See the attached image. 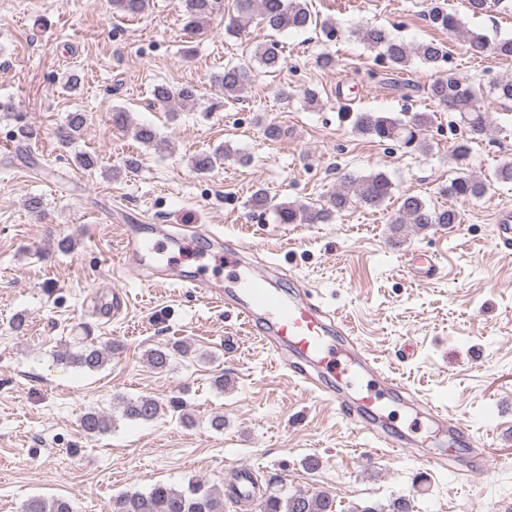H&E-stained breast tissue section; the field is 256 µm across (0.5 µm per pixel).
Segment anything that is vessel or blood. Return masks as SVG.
Returning a JSON list of instances; mask_svg holds the SVG:
<instances>
[{
	"label": "vessel or blood",
	"instance_id": "vessel-or-blood-1",
	"mask_svg": "<svg viewBox=\"0 0 512 512\" xmlns=\"http://www.w3.org/2000/svg\"><path fill=\"white\" fill-rule=\"evenodd\" d=\"M495 240L499 248L512 249V209L500 210L496 217ZM177 234L162 225L149 231L126 224L122 227L120 255L124 268L161 282L181 287L202 289L215 300L230 307L257 331L259 337L281 356L297 357L309 363V370L299 374L302 382L317 390H325L329 400L341 407L356 405L364 413L356 431L388 448H400L402 440L390 436L384 427V407L379 395H362L357 386L364 378L375 380L381 392L402 395L405 388L396 379L377 369L368 352L350 331L313 303L308 292L287 293L273 284L269 268H248L243 274L226 281L200 275L186 280L172 264H160V256L181 246ZM343 372L339 389H325L323 376ZM424 418L440 441L461 448L479 447L460 420L448 416L442 408L425 404Z\"/></svg>",
	"mask_w": 512,
	"mask_h": 512
}]
</instances>
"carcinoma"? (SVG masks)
Returning <instances> with one entry per match:
<instances>
[{
  "instance_id": "obj_1",
  "label": "carcinoma",
  "mask_w": 512,
  "mask_h": 512,
  "mask_svg": "<svg viewBox=\"0 0 512 512\" xmlns=\"http://www.w3.org/2000/svg\"><path fill=\"white\" fill-rule=\"evenodd\" d=\"M113 11L122 15H141L149 0H111ZM238 16L227 26L230 35H239L246 25L257 17L265 27L275 32L270 39L259 43L253 59L268 73L278 71L284 62L282 44L276 34L284 31H304L313 25L315 19L309 9L308 0H236ZM184 14L188 18L190 29L198 31L203 23L221 15L223 0H181ZM433 23L448 30H461V22L455 16L443 12L440 7H430ZM466 39L472 50L483 52L490 50L502 58H512V38H502L491 42L488 38L473 31H465ZM358 36L368 48L379 51L392 70H403L412 60L423 64H436L445 58L441 44L431 40L410 45L390 35L378 26H364L358 30ZM255 68L251 64L239 63L227 65L224 72L214 76V82L227 98L240 99L255 81ZM493 93L504 101H512V77L497 78L492 82ZM430 98L438 106L460 114L467 125V137L456 142L453 156L461 159L470 150V144L483 138L489 128V115L485 103L477 90L466 79L454 73H448L433 81L429 88ZM154 102L167 108L170 106L192 107L197 100L196 89L184 85L178 90L160 83L152 91ZM87 122V116L81 112L68 115L64 127L57 132L59 143L67 147L81 133ZM431 122L428 113H415L408 120L377 115L372 112H358L353 121L354 132L377 139L381 142H393L404 148L427 150L429 144L425 131ZM232 156L229 146L201 153L194 157L193 167L199 173L211 171L215 166ZM487 190V184L469 175L453 179L443 189V193L455 200H472L481 197ZM394 184L382 172L368 175L346 174L341 179L336 193L331 199V208L338 210L354 201L362 206L376 208L392 199ZM282 224H316L329 220L330 208H309L295 203L274 206ZM460 223L459 212L454 206L435 208L417 195L401 198L392 228L397 231L406 224H412L419 230L435 225L446 226ZM187 352V346L174 343L157 346L147 351L149 363L156 369H164L173 353ZM109 348H103L92 342H78V349H65L57 354V361L66 366L87 371H96L107 362ZM122 416L134 421H152L163 409L162 403L151 397L121 399ZM114 419L102 412L91 410L81 419L82 430L89 436L106 434L111 431ZM334 499L325 493L296 492L288 496L270 494L262 502V512H334ZM22 512H72L70 503L64 499H47L34 496L28 499ZM117 512H224V496L207 486L202 480L189 483L185 488H175L157 484L146 493L134 492L125 495L117 503Z\"/></svg>"
}]
</instances>
